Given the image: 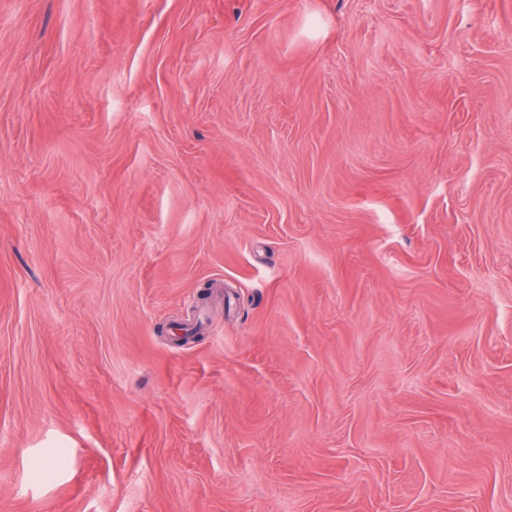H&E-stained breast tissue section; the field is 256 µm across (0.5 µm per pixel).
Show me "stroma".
Segmentation results:
<instances>
[{
	"label": "stroma",
	"instance_id": "1",
	"mask_svg": "<svg viewBox=\"0 0 512 512\" xmlns=\"http://www.w3.org/2000/svg\"><path fill=\"white\" fill-rule=\"evenodd\" d=\"M0 512H512V0H0Z\"/></svg>",
	"mask_w": 512,
	"mask_h": 512
}]
</instances>
